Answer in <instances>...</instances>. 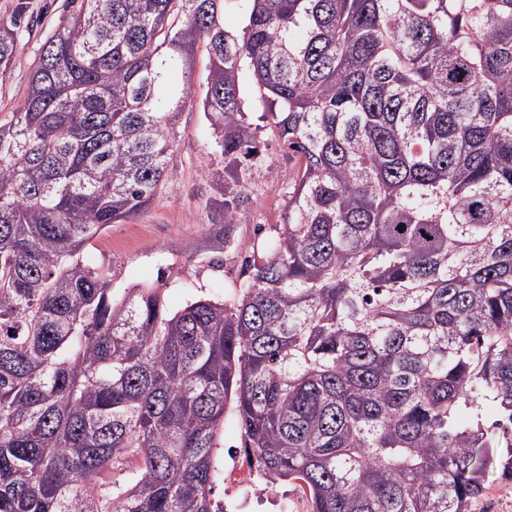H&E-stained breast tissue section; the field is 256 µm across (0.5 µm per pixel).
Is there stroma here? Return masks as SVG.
<instances>
[{
    "label": "stroma",
    "instance_id": "35a3bbf8",
    "mask_svg": "<svg viewBox=\"0 0 512 512\" xmlns=\"http://www.w3.org/2000/svg\"><path fill=\"white\" fill-rule=\"evenodd\" d=\"M65 2L0 0V19L16 23L14 61L0 77V120L22 104L46 34L67 16ZM260 140L261 159L246 177V217L232 243L217 246L213 230L224 193V161L213 148V131L199 106L182 111L169 183L147 209L111 225L84 251L89 266L111 274L114 296L134 286L159 287L172 311L200 296L235 297L246 260L276 235L288 204V178L297 165L273 126L262 129ZM483 479L485 493L471 512H512V483L501 480L499 468L486 470Z\"/></svg>",
    "mask_w": 512,
    "mask_h": 512
}]
</instances>
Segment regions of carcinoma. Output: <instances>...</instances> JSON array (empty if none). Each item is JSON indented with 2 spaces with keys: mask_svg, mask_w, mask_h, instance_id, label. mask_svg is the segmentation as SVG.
Wrapping results in <instances>:
<instances>
[{
  "mask_svg": "<svg viewBox=\"0 0 512 512\" xmlns=\"http://www.w3.org/2000/svg\"><path fill=\"white\" fill-rule=\"evenodd\" d=\"M200 42L224 243L242 68L299 166L239 294L172 312L83 252L169 181ZM229 411L309 512H470L495 448L512 481V0H72L46 35L0 121V512H216Z\"/></svg>",
  "mask_w": 512,
  "mask_h": 512,
  "instance_id": "1",
  "label": "carcinoma"
}]
</instances>
